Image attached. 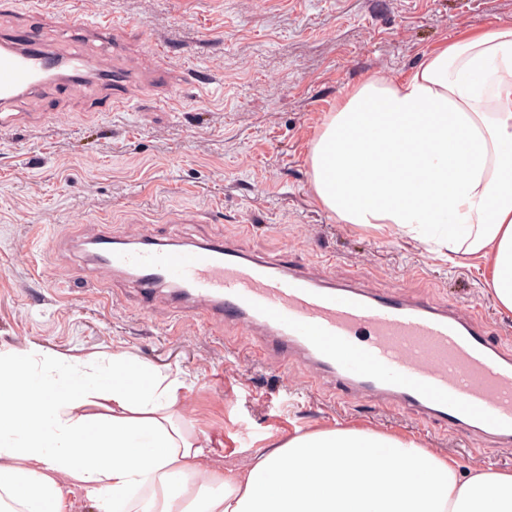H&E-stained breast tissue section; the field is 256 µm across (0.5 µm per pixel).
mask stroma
<instances>
[{"label":"stroma","instance_id":"1","mask_svg":"<svg viewBox=\"0 0 512 512\" xmlns=\"http://www.w3.org/2000/svg\"><path fill=\"white\" fill-rule=\"evenodd\" d=\"M508 15L512 0H11L0 34L38 26L57 50L101 65L111 53L65 26L121 23L122 64L146 82L111 111L94 87L41 92L0 131V350L89 356L103 374L130 355L178 377V418L209 438L215 469L337 425L412 438L465 470L512 469V444L480 447L413 412L336 399L309 370L255 357L167 302L144 309L130 281H85L79 246L103 231L234 239L313 275L357 270L371 288L479 302L487 331L512 340V314L479 269L390 226L337 222L310 181L312 142L347 91L403 78L458 33Z\"/></svg>","mask_w":512,"mask_h":512}]
</instances>
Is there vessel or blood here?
<instances>
[{"instance_id":"b4317fda","label":"vessel or blood","mask_w":512,"mask_h":512,"mask_svg":"<svg viewBox=\"0 0 512 512\" xmlns=\"http://www.w3.org/2000/svg\"><path fill=\"white\" fill-rule=\"evenodd\" d=\"M132 82L50 49L40 30L0 36V129L43 89L73 94L102 83L118 98ZM87 254L86 279L130 277L148 302L168 294L176 314L235 329L255 356L276 348L282 366L308 368L336 394L413 411L479 444L512 442V343L488 335L477 303L380 291L357 272L313 277L224 239L100 234Z\"/></svg>"}]
</instances>
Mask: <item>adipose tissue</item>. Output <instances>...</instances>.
Masks as SVG:
<instances>
[{"mask_svg": "<svg viewBox=\"0 0 512 512\" xmlns=\"http://www.w3.org/2000/svg\"><path fill=\"white\" fill-rule=\"evenodd\" d=\"M377 150L365 152L363 142ZM319 204L344 224H392L485 269L512 313V16L364 80L310 156ZM181 383L113 358L111 376L37 346L0 351V512H512V472L462 471L393 433L339 426L210 469L173 412ZM148 490L137 498L138 490Z\"/></svg>", "mask_w": 512, "mask_h": 512, "instance_id": "ef3b65f1", "label": "adipose tissue"}]
</instances>
